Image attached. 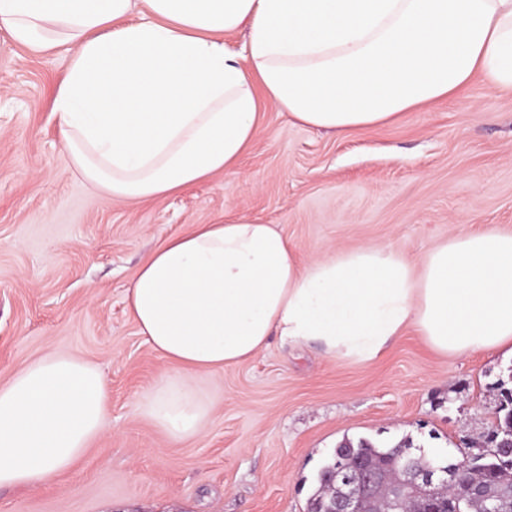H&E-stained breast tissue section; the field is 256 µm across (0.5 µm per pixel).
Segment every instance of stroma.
Instances as JSON below:
<instances>
[{
	"label": "stroma",
	"mask_w": 512,
	"mask_h": 512,
	"mask_svg": "<svg viewBox=\"0 0 512 512\" xmlns=\"http://www.w3.org/2000/svg\"><path fill=\"white\" fill-rule=\"evenodd\" d=\"M67 54L0 30V383L51 351L104 372L110 426L51 485L0 489V512H306L346 437L483 445L512 356H444L408 334L377 361L271 340L219 374L201 438L174 443L135 409L164 369L125 293L145 255L192 224L277 225L302 260L360 245L417 257L466 229L512 232V91L474 81L397 123L342 137L267 109L238 167L146 202L67 173L51 102Z\"/></svg>",
	"instance_id": "obj_1"
}]
</instances>
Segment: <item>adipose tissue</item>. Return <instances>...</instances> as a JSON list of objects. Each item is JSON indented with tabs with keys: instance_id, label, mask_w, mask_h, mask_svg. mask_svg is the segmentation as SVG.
<instances>
[{
	"instance_id": "adipose-tissue-1",
	"label": "adipose tissue",
	"mask_w": 512,
	"mask_h": 512,
	"mask_svg": "<svg viewBox=\"0 0 512 512\" xmlns=\"http://www.w3.org/2000/svg\"><path fill=\"white\" fill-rule=\"evenodd\" d=\"M247 29L242 51L225 38ZM15 43L66 49L52 100L68 171L116 200L233 170L264 108L346 135L457 95L512 90V0H0ZM165 363L136 402L168 440L211 423L215 374L270 337L373 362L413 332L441 354H512V233L462 232L411 259L359 246L301 262L275 225L196 224L127 290ZM100 368L48 352L0 384V487L71 471L107 428Z\"/></svg>"
}]
</instances>
